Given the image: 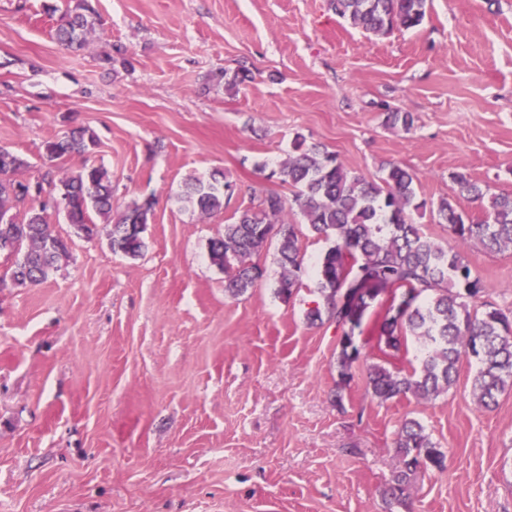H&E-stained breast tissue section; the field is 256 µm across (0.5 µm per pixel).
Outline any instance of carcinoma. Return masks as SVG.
Listing matches in <instances>:
<instances>
[{"label": "carcinoma", "mask_w": 512, "mask_h": 512, "mask_svg": "<svg viewBox=\"0 0 512 512\" xmlns=\"http://www.w3.org/2000/svg\"><path fill=\"white\" fill-rule=\"evenodd\" d=\"M427 0H331L336 15L374 36H384L395 28L419 26ZM83 0H76L55 32L63 46L80 48L89 32L82 13ZM96 145L89 129L78 127L68 135L49 140L44 153L49 161L65 155L85 154ZM28 166L21 156L0 147V254L14 258L11 279L18 287L38 285L69 259L67 242L55 234L46 206L36 198L27 199V184L11 178ZM269 177L296 189L292 200L270 192L258 204L240 212L224 225V236L211 240L212 261L228 274L225 290L233 295L246 292L263 278V269L253 261L278 225V264L281 275L276 294L288 300L303 274V255L295 225L288 212L298 209L312 233L335 239L323 255L317 290L323 303H315L306 317L315 323L336 324L341 334L336 364L339 384H347L353 365L361 358L355 331L362 326L372 302L385 292L400 289L411 301L396 309L380 327L379 341L388 349H398L400 332L415 338L425 350L419 367L408 373L391 371L382 365L369 369L368 385L381 402L412 394L432 401L448 393L454 384L462 354L472 355L478 369L472 383L474 402L487 408L497 394L512 387V318L491 308L478 312L470 300L484 291L481 278L465 261L459 246L477 241L499 251L512 247V193L488 191L459 173L453 181L457 193L480 203V212L470 217L443 198L433 213L438 223L448 227L456 245H442L428 237L414 222L412 211L426 208L414 203L416 175L390 163L383 175L369 179L348 170L337 154L318 145H305L295 138L292 151ZM40 184L64 197L68 223L77 232L93 235L97 224L91 214L108 227L113 251L130 258L145 248L143 233L153 215L155 202H133L116 213L112 209V180L100 166H85L74 174L58 175L49 167ZM233 185L216 177L196 179L185 191L184 200L202 215L224 208V195ZM399 470L386 490L394 502H405L406 485L421 468L444 469L445 454L432 442L415 420L403 423L397 440Z\"/></svg>", "instance_id": "1"}]
</instances>
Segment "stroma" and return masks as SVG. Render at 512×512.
I'll list each match as a JSON object with an SVG mask.
<instances>
[{"label": "stroma", "mask_w": 512, "mask_h": 512, "mask_svg": "<svg viewBox=\"0 0 512 512\" xmlns=\"http://www.w3.org/2000/svg\"><path fill=\"white\" fill-rule=\"evenodd\" d=\"M68 3L0 0V147L27 160L22 182L103 166L114 210L151 198L154 216L132 259L50 210L70 258L37 286L15 287L0 256V512H512L511 388L476 408L464 355L447 394L379 402L369 366L421 358L412 338L380 350L383 295L337 389L336 327L305 318L330 242L300 211L288 300L276 243L236 297L209 254L243 209L293 196L266 174L298 135L372 179L407 167L430 204L454 197L457 173L512 193V0H427L420 26L383 37L330 0H85L80 49L54 38ZM390 108L412 128L387 124ZM79 126L95 147L48 162L44 142ZM215 173L234 185L223 211L185 208L186 182ZM462 253L486 285L476 308L512 311V250ZM409 419L447 457L401 507L385 490Z\"/></svg>", "instance_id": "stroma-1"}]
</instances>
